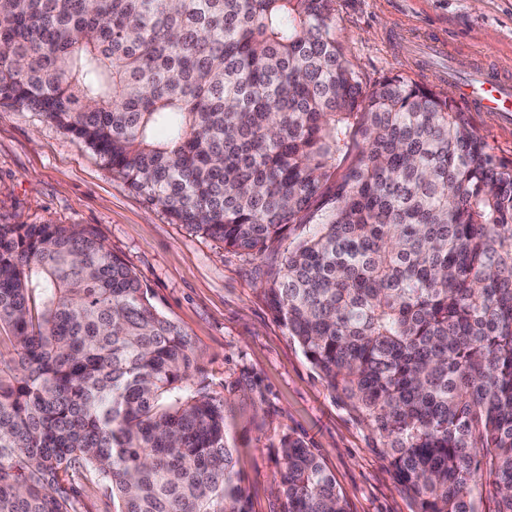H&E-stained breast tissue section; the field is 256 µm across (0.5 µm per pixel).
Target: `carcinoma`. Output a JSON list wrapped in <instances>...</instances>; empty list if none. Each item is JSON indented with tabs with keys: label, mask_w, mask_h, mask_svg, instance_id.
I'll return each instance as SVG.
<instances>
[{
	"label": "carcinoma",
	"mask_w": 512,
	"mask_h": 512,
	"mask_svg": "<svg viewBox=\"0 0 512 512\" xmlns=\"http://www.w3.org/2000/svg\"><path fill=\"white\" fill-rule=\"evenodd\" d=\"M334 0H0V102L177 224L261 255L304 356L415 512H512V169L450 95L365 88ZM0 512H248L224 395L87 224H0ZM282 512H347L281 439ZM78 483L80 494L75 503L77 512H112V498L102 486L84 476Z\"/></svg>",
	"instance_id": "cac0c4a2"
}]
</instances>
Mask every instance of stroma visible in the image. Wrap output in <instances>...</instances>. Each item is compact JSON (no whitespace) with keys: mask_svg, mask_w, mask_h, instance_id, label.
<instances>
[{"mask_svg":"<svg viewBox=\"0 0 512 512\" xmlns=\"http://www.w3.org/2000/svg\"><path fill=\"white\" fill-rule=\"evenodd\" d=\"M335 32L364 86L405 77L441 86L442 71L490 62L512 77V0H335ZM444 57L421 65L422 40ZM475 132L512 168V115L473 112ZM0 224H91L139 275L153 302L190 336L202 374L223 393L249 512H282L279 441L312 448L348 512H412L366 424L305 358L261 287L273 255H247L173 223L110 167L36 112L0 102Z\"/></svg>","mask_w":512,"mask_h":512,"instance_id":"1","label":"stroma"}]
</instances>
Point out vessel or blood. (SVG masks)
<instances>
[{
  "label": "vessel or blood",
  "mask_w": 512,
  "mask_h": 512,
  "mask_svg": "<svg viewBox=\"0 0 512 512\" xmlns=\"http://www.w3.org/2000/svg\"><path fill=\"white\" fill-rule=\"evenodd\" d=\"M447 84L455 100L480 112H512V79L491 65L480 67L475 80L449 75Z\"/></svg>",
  "instance_id": "1"
}]
</instances>
